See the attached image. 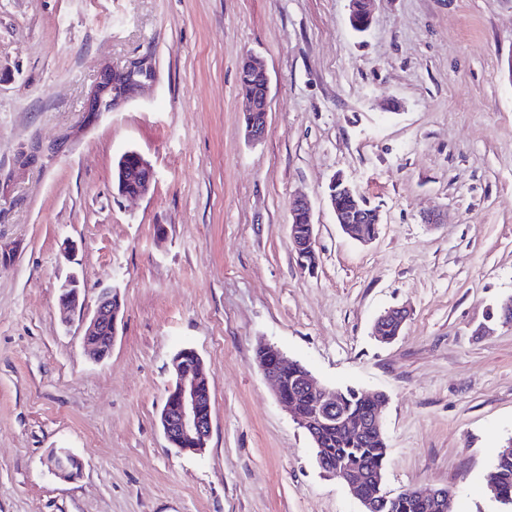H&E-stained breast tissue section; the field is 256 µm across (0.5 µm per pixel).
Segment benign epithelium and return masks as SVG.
Segmentation results:
<instances>
[{"label":"benign epithelium","instance_id":"7a95c632","mask_svg":"<svg viewBox=\"0 0 512 512\" xmlns=\"http://www.w3.org/2000/svg\"><path fill=\"white\" fill-rule=\"evenodd\" d=\"M255 74L261 81L263 96L259 99L248 98L244 101L243 111L251 112L255 118L245 126L248 141L256 143L264 138L268 125L269 82L264 66L255 58H250ZM157 68L151 54L145 53L120 68H105L89 94L88 111L112 112L124 106L136 95L157 81ZM138 166L145 170L140 175L142 187L137 196H145L155 179L152 165L139 157ZM327 203L336 217L337 224L353 239L367 244L376 239L382 224L380 212L368 217L364 211L347 212L336 204V193L327 196ZM290 236L301 265L306 259L317 257L314 235V212L310 201L302 195L294 197L290 204ZM374 224L373 236L363 238L358 233L359 224L367 219ZM78 278L70 277L64 287L70 289L68 295L60 300L63 310V322L69 323L77 316L86 324L84 336H96L100 333L115 343L121 315V296L116 288H102L98 291L96 307L89 312L84 307L80 289L76 288ZM408 319L405 308L395 307L384 311L375 321L373 333L382 342L396 339L398 331ZM262 362L259 367L273 384L276 397L293 421L303 428L312 440L319 467L328 475L346 485L350 493L361 505V512H394L405 499L430 506L434 512H449L450 498L448 490L439 489L427 495L415 490L402 489L398 492L386 491L382 487V478H377V492L366 495L361 485L366 473L341 459L326 453L321 448L322 429L334 424L344 435L361 438L366 434L383 433L381 406L383 396L370 398L371 406L364 416H351L342 409L341 391L323 388L313 379L312 374L300 364L288 360L275 346L260 344ZM173 383L161 413V424L165 438L170 445L183 453L201 454L205 451L212 430V407L209 382L204 364L198 352L185 347L172 360ZM306 394L312 403L307 408L298 406L297 393ZM43 467L62 480H73L79 476L75 468L80 461L67 448H56L42 459Z\"/></svg>","mask_w":512,"mask_h":512}]
</instances>
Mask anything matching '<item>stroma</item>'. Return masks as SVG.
<instances>
[{
	"mask_svg": "<svg viewBox=\"0 0 512 512\" xmlns=\"http://www.w3.org/2000/svg\"><path fill=\"white\" fill-rule=\"evenodd\" d=\"M0 0V512H360L260 370L278 347L321 385L385 397L384 484L488 491L512 437V0ZM152 53L158 80L116 112L86 100L102 66ZM269 80L244 136L243 57ZM155 182L112 191L126 151ZM344 176L383 222L347 237L324 206ZM305 194L319 263L298 266ZM439 224L424 223L430 213ZM118 288L112 352L60 321ZM410 317L390 343L391 307ZM209 372L212 434L179 452L159 423L178 350ZM70 449L82 472L42 466ZM255 74L261 81L263 88V96L259 99L248 98L244 101V112H252L254 118L247 126H245V135L249 142L256 143L264 138L268 125V94L269 82L264 66L255 58L249 57ZM137 154L139 156L138 166H140V168L137 170H142V169L146 170L144 174L138 175V177L141 178L140 181L142 183V187L140 188L141 183L138 181V179L136 177H134V175H130L129 173L125 174V179L123 180L124 172H123V162H122L123 155H122L120 157V159L118 160L115 171H114L113 188H115L117 190V185L119 182V183H121V191H123V192L135 193L136 191L139 190V188H140V190L134 196L123 194L122 192L120 194H118L119 196L130 197V198L143 197L149 192V190L153 184V181L155 179V171H154L152 165L140 153H137ZM290 236L298 260L306 266V258H317L314 235V212L310 201L302 195L295 196L290 204ZM407 319L408 312L405 308L395 307L387 309L376 319L374 323V336H377L382 342H392L398 336ZM394 329H396V332ZM43 467L52 475L62 480L76 479L81 472V463L67 448H56L42 459ZM79 467L78 472L75 471Z\"/></svg>",
	"mask_w": 512,
	"mask_h": 512,
	"instance_id": "obj_1",
	"label": "stroma"
}]
</instances>
